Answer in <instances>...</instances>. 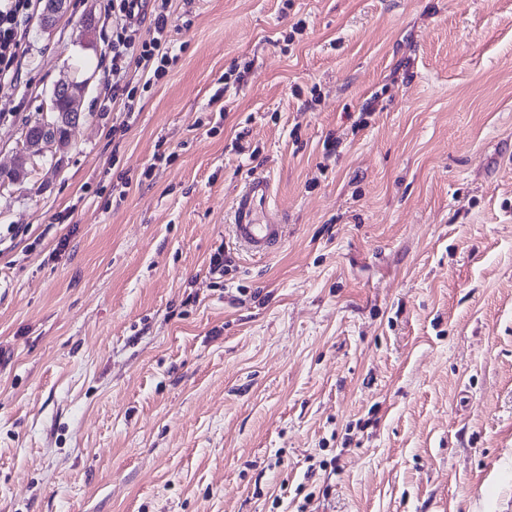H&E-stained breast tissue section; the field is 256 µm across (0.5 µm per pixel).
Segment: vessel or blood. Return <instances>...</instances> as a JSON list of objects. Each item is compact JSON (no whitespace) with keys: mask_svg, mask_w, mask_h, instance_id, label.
I'll return each mask as SVG.
<instances>
[{"mask_svg":"<svg viewBox=\"0 0 512 512\" xmlns=\"http://www.w3.org/2000/svg\"><path fill=\"white\" fill-rule=\"evenodd\" d=\"M231 229L235 241L255 256L268 254L281 240L284 226L272 207V186L267 177L245 182L234 199Z\"/></svg>","mask_w":512,"mask_h":512,"instance_id":"obj_1","label":"vessel or blood"}]
</instances>
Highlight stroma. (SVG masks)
I'll return each mask as SVG.
<instances>
[{
	"instance_id": "35a3bbf8",
	"label": "stroma",
	"mask_w": 512,
	"mask_h": 512,
	"mask_svg": "<svg viewBox=\"0 0 512 512\" xmlns=\"http://www.w3.org/2000/svg\"><path fill=\"white\" fill-rule=\"evenodd\" d=\"M169 11L133 112L112 0L0 81V169L85 83L0 182V512H512V0ZM256 174L262 258L229 231ZM84 86V82L79 81L76 76H69L58 80L53 87L50 98L49 112L54 113L53 119L51 121L42 123V125L47 128L61 122L63 118L62 112L69 113L67 118L69 122L73 120L77 114V120L75 124L78 123L80 119V113L78 111L77 102L83 93ZM60 98L65 100L64 109H61L59 106ZM41 122H37L28 129L26 134V142H25V151L23 154L19 156L17 165L8 171H0V179L3 181L9 180L11 182H19L25 178V170L27 169V162L25 160V155L29 149V146H36L39 140L42 137L47 136L51 133L50 130L44 131V129L40 126H37ZM231 229L235 241L254 256L268 254L281 240L284 224L272 207V186L265 176H253L234 199Z\"/></svg>"
}]
</instances>
